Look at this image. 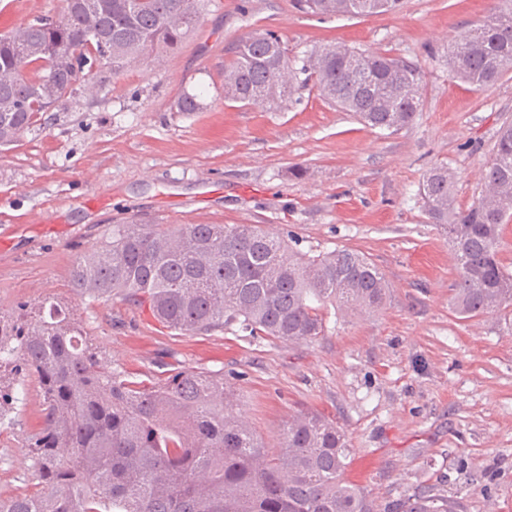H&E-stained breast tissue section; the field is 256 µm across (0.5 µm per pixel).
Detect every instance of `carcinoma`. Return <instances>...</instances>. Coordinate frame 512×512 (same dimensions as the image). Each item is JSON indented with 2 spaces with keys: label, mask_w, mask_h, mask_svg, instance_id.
Listing matches in <instances>:
<instances>
[{
  "label": "carcinoma",
  "mask_w": 512,
  "mask_h": 512,
  "mask_svg": "<svg viewBox=\"0 0 512 512\" xmlns=\"http://www.w3.org/2000/svg\"><path fill=\"white\" fill-rule=\"evenodd\" d=\"M319 17L399 10L401 0H297ZM208 0H76L0 33V131L5 144L76 91L102 87L149 54L178 49ZM453 76L478 90L512 69V0L464 32L449 55ZM373 129L397 132L419 112L421 74L407 60L329 42L297 60L267 31L239 40L224 66V98L244 106L283 102L295 84ZM455 176L436 166L419 196L448 236L455 259L452 309L463 318L512 313V271L500 259L512 216V124L485 165V193L453 205ZM80 300L116 295L147 308L163 326L206 335L235 325L252 336L307 342L324 335L323 310L374 313L389 283L364 254L347 248L310 255L257 224H114L74 263ZM34 378L43 420L28 444L42 484L0 500V512H378L348 480L344 429L319 411L300 412L267 448L240 418L224 376L182 368L145 383L107 367L74 308L55 299L0 312V368ZM387 512H456L421 486Z\"/></svg>",
  "instance_id": "carcinoma-1"
}]
</instances>
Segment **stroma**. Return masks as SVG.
<instances>
[{
	"mask_svg": "<svg viewBox=\"0 0 512 512\" xmlns=\"http://www.w3.org/2000/svg\"><path fill=\"white\" fill-rule=\"evenodd\" d=\"M491 0H404L396 13L318 18L295 0H210L181 48L139 62L104 88L77 83L41 125L0 146V312L73 299L75 260L113 225L257 224L302 252L355 249L390 297L373 314L327 318L307 343L170 330L122 299L83 300L75 316L104 362L143 380L190 367L224 376L239 414L268 446L293 415L324 412L354 456L350 480L378 505L419 485L457 512H512V321L450 306L447 236L417 192L429 169L454 173V206L484 191L482 164L512 122V71L491 88L455 79L448 56ZM63 0H0V32L60 14ZM274 31L289 56L339 41L413 61L423 75L414 122L373 130L312 86L277 106L222 94L237 41ZM201 96L178 111L182 92ZM14 401L0 425V499L37 492L28 438L42 421L30 377L5 376Z\"/></svg>",
	"mask_w": 512,
	"mask_h": 512,
	"instance_id": "35a3bbf8",
	"label": "stroma"
}]
</instances>
